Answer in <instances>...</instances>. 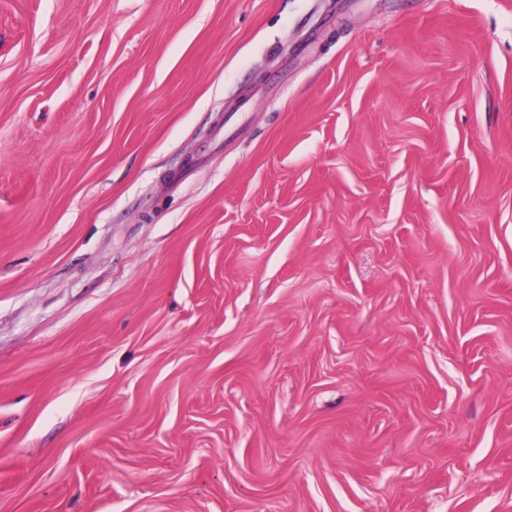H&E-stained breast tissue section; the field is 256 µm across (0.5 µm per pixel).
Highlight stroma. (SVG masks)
I'll return each mask as SVG.
<instances>
[{"instance_id": "stroma-1", "label": "stroma", "mask_w": 512, "mask_h": 512, "mask_svg": "<svg viewBox=\"0 0 512 512\" xmlns=\"http://www.w3.org/2000/svg\"><path fill=\"white\" fill-rule=\"evenodd\" d=\"M0 512H512V0H0Z\"/></svg>"}]
</instances>
